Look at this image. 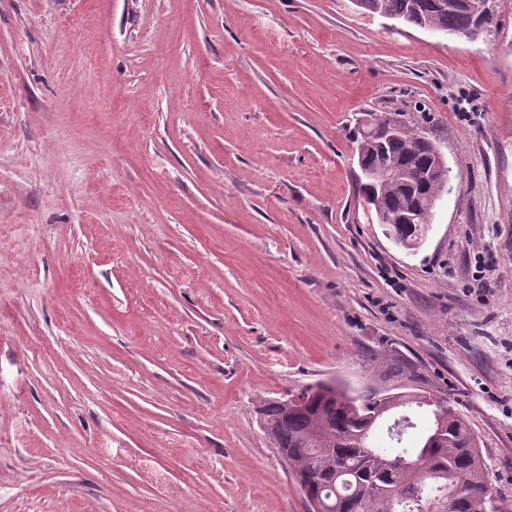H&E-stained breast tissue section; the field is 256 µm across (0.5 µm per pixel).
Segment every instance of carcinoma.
<instances>
[{"instance_id":"obj_1","label":"carcinoma","mask_w":512,"mask_h":512,"mask_svg":"<svg viewBox=\"0 0 512 512\" xmlns=\"http://www.w3.org/2000/svg\"><path fill=\"white\" fill-rule=\"evenodd\" d=\"M442 0H372L377 11L406 24L434 26L458 34L474 25L466 8L443 7ZM429 119L418 108L408 115L398 137L380 146L358 132V152L372 167L387 156L401 159L397 177L360 185L374 194L391 216L448 186V169L435 165L420 140ZM428 167L434 177L423 189L409 191L410 176ZM416 406L432 419L417 446L403 445L417 424L387 432L389 447L372 445L371 435L388 412ZM265 433L287 457L291 472L313 482L301 488L306 499L327 505V512H411L416 504L440 512H512L493 490L482 450L466 415L448 398L430 392L389 395L380 389L352 394L345 386L317 383L299 392L298 402H266L260 410Z\"/></svg>"}]
</instances>
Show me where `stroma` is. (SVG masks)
<instances>
[{
  "label": "stroma",
  "instance_id": "obj_1",
  "mask_svg": "<svg viewBox=\"0 0 512 512\" xmlns=\"http://www.w3.org/2000/svg\"><path fill=\"white\" fill-rule=\"evenodd\" d=\"M477 40L352 0H0V512H309L261 401L448 397L512 499V0ZM430 114L417 250L357 188ZM401 125L402 119L399 114H373L367 124L366 134L378 140L394 139Z\"/></svg>",
  "mask_w": 512,
  "mask_h": 512
}]
</instances>
